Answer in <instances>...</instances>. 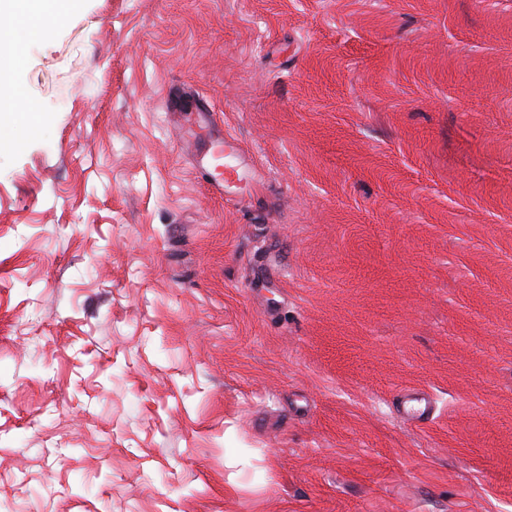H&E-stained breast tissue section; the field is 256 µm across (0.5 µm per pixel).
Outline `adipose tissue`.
<instances>
[{"label":"adipose tissue","mask_w":512,"mask_h":512,"mask_svg":"<svg viewBox=\"0 0 512 512\" xmlns=\"http://www.w3.org/2000/svg\"><path fill=\"white\" fill-rule=\"evenodd\" d=\"M77 0H0V15L9 24L0 27V142L19 116L35 126L46 116L27 101L12 81L14 71L26 60L28 44L38 35L49 34L75 8Z\"/></svg>","instance_id":"1"}]
</instances>
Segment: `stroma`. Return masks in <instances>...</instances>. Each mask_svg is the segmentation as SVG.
Segmentation results:
<instances>
[{
	"instance_id": "1",
	"label": "stroma",
	"mask_w": 512,
	"mask_h": 512,
	"mask_svg": "<svg viewBox=\"0 0 512 512\" xmlns=\"http://www.w3.org/2000/svg\"><path fill=\"white\" fill-rule=\"evenodd\" d=\"M12 79L0 512H512V0H78ZM241 154L242 150L239 143L231 137L225 138L222 144L219 142L214 147V164L211 168V180L209 181L213 193L222 195L224 192H229L231 189L230 183L233 182L232 178L234 175L238 181L242 180L243 172L238 169ZM223 158L224 163H221Z\"/></svg>"
}]
</instances>
